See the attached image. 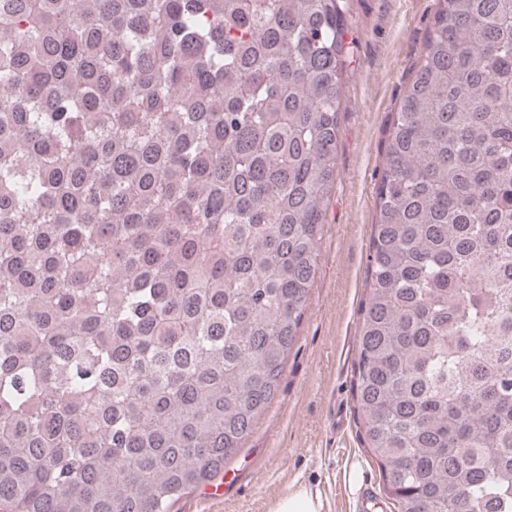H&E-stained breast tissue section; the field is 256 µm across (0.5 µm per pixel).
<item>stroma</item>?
Segmentation results:
<instances>
[{
    "label": "stroma",
    "mask_w": 512,
    "mask_h": 512,
    "mask_svg": "<svg viewBox=\"0 0 512 512\" xmlns=\"http://www.w3.org/2000/svg\"><path fill=\"white\" fill-rule=\"evenodd\" d=\"M437 8L438 0H352L336 184L297 341L274 400L224 467L235 483L215 501L190 491L171 512H270L293 485L319 490L328 512H394L361 442L353 380L384 130Z\"/></svg>",
    "instance_id": "1"
}]
</instances>
